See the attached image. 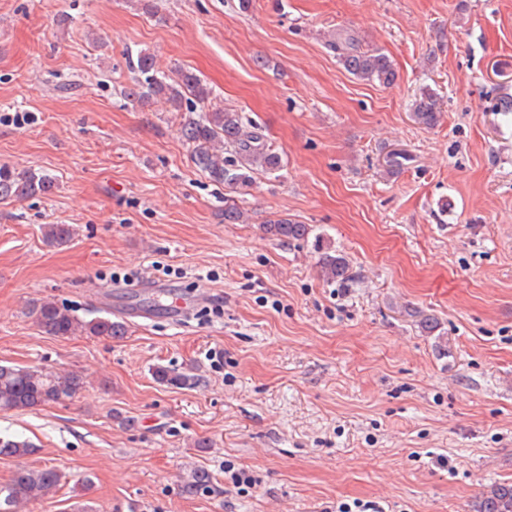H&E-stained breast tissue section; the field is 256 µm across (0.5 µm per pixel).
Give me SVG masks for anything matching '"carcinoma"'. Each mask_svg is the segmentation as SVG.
I'll return each mask as SVG.
<instances>
[{
    "label": "carcinoma",
    "mask_w": 512,
    "mask_h": 512,
    "mask_svg": "<svg viewBox=\"0 0 512 512\" xmlns=\"http://www.w3.org/2000/svg\"><path fill=\"white\" fill-rule=\"evenodd\" d=\"M339 63L354 77L389 87L396 81L390 58L377 49L362 50L350 35L332 43ZM134 76L131 84L121 90L123 97L141 109L162 101L171 111L181 113L180 134L192 146V161L212 182L237 192L252 185L257 172L274 174L282 167V155L266 143L255 126H246L239 112L222 107L207 112L197 105L209 100L211 90L194 72L179 69L172 74L159 70L156 58L139 51L130 61ZM438 94L424 91L413 105L414 120L425 127L437 125L441 117ZM55 187L54 179L34 169L0 167V200L23 201L36 195H48ZM249 220L234 201L224 200V223L240 224ZM267 237L281 242L308 239L311 228L290 218H277L261 225ZM73 229L68 224H48L44 238L50 244L70 241ZM318 267L328 281L344 283L350 279L349 262L341 254L325 251ZM29 314L44 333L51 336H107L125 334V326L109 317L85 320L69 307L51 299L32 303ZM155 378L164 384L189 387L197 377L166 367L154 370ZM85 387L84 376L75 371H45L0 364V411L27 410L76 396ZM31 444L19 437H0V456L21 458L29 455ZM61 475L52 467L21 466L12 478L0 485V512H18L20 506L45 498L55 492ZM211 475L202 468L193 469L186 478V490L196 493L210 487ZM474 512H512V483L490 487L474 505Z\"/></svg>",
    "instance_id": "cac0c4a2"
}]
</instances>
